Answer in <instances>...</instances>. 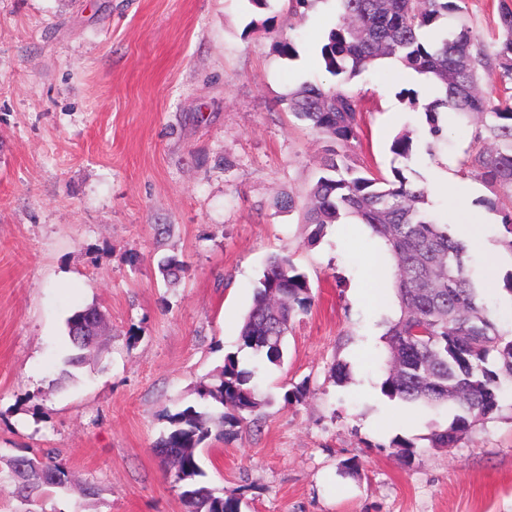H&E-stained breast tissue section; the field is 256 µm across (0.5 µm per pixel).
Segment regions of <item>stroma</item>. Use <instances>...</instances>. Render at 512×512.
Masks as SVG:
<instances>
[{"mask_svg": "<svg viewBox=\"0 0 512 512\" xmlns=\"http://www.w3.org/2000/svg\"><path fill=\"white\" fill-rule=\"evenodd\" d=\"M335 8L322 0L301 19L288 0H0V458L56 449L71 485L41 512H185L154 450L164 414L197 404L225 355L254 365L240 330L275 253L307 276L314 303L281 365L257 377L256 423L210 439L205 483L238 512H512V393L457 447H432L447 411L380 390L384 322L399 314L386 249L348 223L314 233L279 206L306 197L327 146L287 99L332 84L320 42ZM282 39L295 57L275 50ZM347 88L363 106L355 164L406 168L452 230L455 183L484 228L474 277L511 272L503 215L461 168L474 125L442 115L447 139L430 155L425 115L404 96L430 101L429 81L382 66ZM403 130L417 145L409 161L389 150ZM172 255L185 271L170 283L159 265ZM360 288L376 303L356 300ZM91 305L108 332L70 376L67 321ZM297 387L301 400L286 402ZM88 483L97 495H81Z\"/></svg>", "mask_w": 512, "mask_h": 512, "instance_id": "35a3bbf8", "label": "stroma"}]
</instances>
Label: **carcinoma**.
<instances>
[{"mask_svg": "<svg viewBox=\"0 0 512 512\" xmlns=\"http://www.w3.org/2000/svg\"><path fill=\"white\" fill-rule=\"evenodd\" d=\"M465 0H336L335 24L320 46L324 70L339 83L323 87L304 83L288 95V110L332 143L321 159L320 175L302 206L303 220L316 226L353 219L366 225L387 248L400 314L390 320L384 339L386 361L381 392L390 399L428 409L446 408L451 419L430 433L434 448H453L480 421L499 408L512 387V331L499 328L480 303L479 288L467 266L466 246L449 232L448 223L426 208L424 183L394 169L392 176L358 169L347 153L358 139L361 99L342 84L394 59L425 77L435 98L420 103L407 92L409 107L426 117L428 154L445 138L440 114L451 112L475 124L480 147L463 162L491 196L483 203L496 210L508 199L503 242L512 252V0H498V29L489 44L462 19ZM391 152L412 158L416 144L397 134ZM183 262L169 257L160 265L163 278H179ZM313 303L306 275L287 256L271 257L253 295L240 333L257 365L240 367L228 355L210 382H201V403L167 412L169 428L155 445L168 465L167 475L186 512H238L235 500L217 494L199 480L204 475L200 448L211 425L248 426L261 401L252 380L259 365L283 359V345L297 313ZM89 307L68 322L74 353L65 363L85 364L96 353L76 331ZM0 492L22 503L65 489L69 472L48 450L43 456L21 455L6 461Z\"/></svg>", "mask_w": 512, "mask_h": 512, "instance_id": "1", "label": "carcinoma"}]
</instances>
